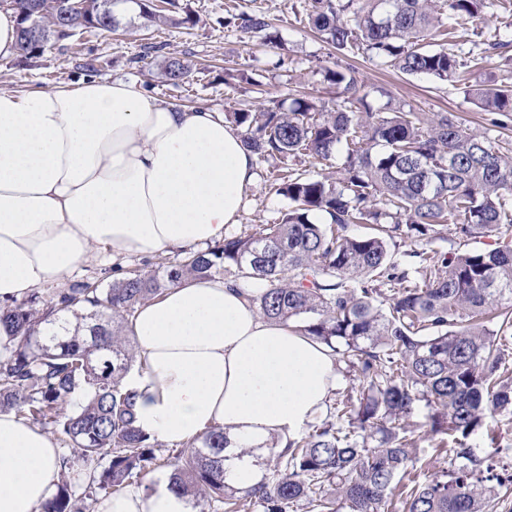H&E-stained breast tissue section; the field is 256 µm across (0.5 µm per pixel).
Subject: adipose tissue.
Listing matches in <instances>:
<instances>
[{"mask_svg":"<svg viewBox=\"0 0 512 512\" xmlns=\"http://www.w3.org/2000/svg\"><path fill=\"white\" fill-rule=\"evenodd\" d=\"M254 156L223 113L193 111L123 80L0 89V306L62 280L96 248L113 257L223 242L238 223ZM126 331L139 365L137 425L168 444L223 427L224 479L262 478L271 437L287 442L339 382L329 348L263 318L220 277L178 282ZM61 477L56 440L0 412V512H41ZM97 512H192L160 483L101 499Z\"/></svg>","mask_w":512,"mask_h":512,"instance_id":"ef3b65f1","label":"adipose tissue"}]
</instances>
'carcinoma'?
Returning <instances> with one entry per match:
<instances>
[{"label": "carcinoma", "mask_w": 512, "mask_h": 512, "mask_svg": "<svg viewBox=\"0 0 512 512\" xmlns=\"http://www.w3.org/2000/svg\"><path fill=\"white\" fill-rule=\"evenodd\" d=\"M21 26L36 22L39 38L17 31L18 55L29 58L65 39L58 0H14ZM70 20L83 31L114 30L109 2ZM485 0H308L307 18L326 43L411 75L461 86L487 112H512V76L490 87L470 84L472 69L512 46L489 30L485 54L461 60L431 40L456 39L462 22L481 18ZM145 26L193 22L139 4ZM258 14H241V29L264 31ZM189 74L179 60L164 75L177 85ZM323 80L342 99L325 104L293 98L288 107L232 112L257 158L277 160L270 189L288 200L278 224L226 238L205 251L184 252L149 271L129 270L107 288L81 284L50 301L0 311L12 345L0 350V410L36 424H56L72 445L62 482L42 512H95L90 493H114L144 478L162 444L135 425V393L124 378L136 363L125 324L138 306L186 277L222 275L254 289L259 313L301 331L341 355L358 388L278 457L285 470L244 498L264 512H382L408 473L416 441L413 405L431 409L429 433L451 438L461 464L400 492L403 512H512V466L479 456L468 438L497 413H512V382L503 377L512 343V144L446 113L395 107L377 112L360 94L355 71L326 68ZM332 163L336 174L297 168L304 158ZM367 226L350 235L352 225ZM452 231L489 238L492 248L438 254L430 244ZM410 243L411 261L390 247ZM76 409L66 411L76 391ZM224 428L205 431L169 456L173 488L197 504L239 512L241 497L224 482ZM110 454L107 467L92 463Z\"/></svg>", "instance_id": "obj_1"}]
</instances>
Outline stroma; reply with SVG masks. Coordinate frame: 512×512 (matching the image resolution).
Masks as SVG:
<instances>
[{"mask_svg": "<svg viewBox=\"0 0 512 512\" xmlns=\"http://www.w3.org/2000/svg\"><path fill=\"white\" fill-rule=\"evenodd\" d=\"M178 16H192V23L174 27L145 28L137 11L116 4L120 25L116 32H85L56 45L44 54L23 60L0 59V88L52 87L61 82L122 79L148 93L187 109L209 108L224 113L288 103L304 94L325 101L338 94L324 82V68L353 65L373 109L385 104L410 106L420 112H449L467 125L484 130L491 120L505 139H512V112L491 115L477 107L463 90L425 75H409L379 67L363 56L336 51L311 31L305 0H177ZM263 13L270 31L278 36L268 42L261 32H247L228 24L231 15ZM189 64L184 83L168 82L162 68L168 58ZM273 164H256V177L245 192L246 205L230 235L251 231L258 224L277 223L287 199L269 188ZM155 258L129 256L113 260L109 251L98 250L95 260L79 264L60 284L34 292L47 300L58 289L89 282L105 288L116 269L151 270ZM490 431H478L468 444L481 456L512 462V414L490 418ZM413 472L418 479L450 469L451 455L437 452V441L422 427L414 434Z\"/></svg>", "mask_w": 512, "mask_h": 512, "instance_id": "1", "label": "stroma"}]
</instances>
